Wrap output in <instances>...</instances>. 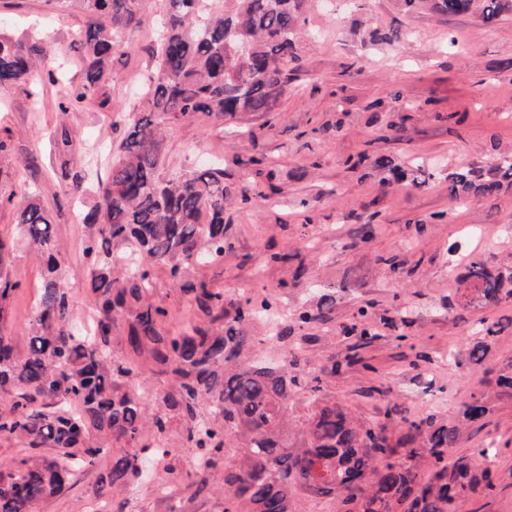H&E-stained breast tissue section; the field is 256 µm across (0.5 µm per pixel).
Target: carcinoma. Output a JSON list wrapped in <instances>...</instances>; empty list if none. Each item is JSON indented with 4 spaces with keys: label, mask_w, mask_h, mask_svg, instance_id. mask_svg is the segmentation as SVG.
Segmentation results:
<instances>
[{
    "label": "carcinoma",
    "mask_w": 512,
    "mask_h": 512,
    "mask_svg": "<svg viewBox=\"0 0 512 512\" xmlns=\"http://www.w3.org/2000/svg\"><path fill=\"white\" fill-rule=\"evenodd\" d=\"M58 8L79 7L85 27L78 33L83 83L66 91L59 109L67 112L88 103L104 109L110 100L103 88L112 79V60L127 30L138 28L146 0H48ZM168 0L160 18L157 65L140 96L139 111L127 116L128 132L112 161L98 201L84 217L90 228L83 254L89 262L90 294L98 316L90 336L71 320L68 294L59 284L60 246L52 234L49 211L40 199L23 196L17 228L43 260L41 294L29 320V353L17 358L9 337L0 332V438L22 442L34 453L5 469L0 467V512H33L44 499L66 490L77 469H90L112 456L97 492L117 496L142 476L144 461L155 454L145 444L167 431V416L151 413L130 388L138 369L112 358V326L127 322L125 347L148 356L171 385L156 397L184 423L186 448L213 468L224 455L230 434L246 452L224 467L223 512H294L302 491L337 502V512H454L456 504L478 490L494 489V448H475L470 456L448 461L460 425L433 416L394 421L386 401L384 421L364 424L336 406L317 405L318 374L301 372L308 359L292 354L295 375L255 364L241 368L253 355V337L244 325L272 309L265 299L241 305L224 290L187 280L191 266L224 256V202L232 188L224 170L213 165L169 178L162 171L165 133L174 125L202 116L232 120L240 112H270L293 80L288 71L299 61L296 41L309 0ZM409 11L426 8L441 16L473 15L486 24L512 14V0H400ZM43 43L0 29V94L21 88L35 94L41 81L38 61ZM497 151L486 166L468 165L448 175L454 201L470 195L491 199L512 186V150ZM373 165L393 180L418 183L421 167L406 173L387 157ZM88 174L61 165L67 190L83 191ZM130 244L139 266L112 270V246ZM169 269L173 283L203 319L188 326L165 327L167 308L149 300L152 265ZM465 279L473 293L465 305L486 307L501 296L512 297V273L504 275L487 260L474 258ZM20 282L0 275V313ZM332 301L319 298L317 311L298 313L300 323L329 319ZM234 315V324L224 319ZM481 341L470 353L483 359L487 342L497 336L482 324ZM305 385L315 405L301 448L288 446V389ZM490 412L484 396L474 394L463 419L476 421ZM396 425L397 438L389 426ZM123 449L111 454L112 447ZM57 448L61 458L35 453ZM426 460L431 477L419 476Z\"/></svg>",
    "instance_id": "obj_1"
}]
</instances>
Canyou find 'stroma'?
<instances>
[{
	"label": "stroma",
	"instance_id": "stroma-1",
	"mask_svg": "<svg viewBox=\"0 0 512 512\" xmlns=\"http://www.w3.org/2000/svg\"><path fill=\"white\" fill-rule=\"evenodd\" d=\"M166 8V0H148L147 22L126 34L106 89L109 108L90 103L64 113L59 102L83 77L76 40L83 14L57 10L47 0H0V26L46 39L40 71L60 75L58 82L42 81L36 96L0 95V138L8 143L0 152V236L11 243L6 270L21 283L0 315V330L11 337L16 356L28 349L42 269L15 230L18 206L7 197L33 192L49 210L73 322L90 327L96 310L80 215L97 194L88 188L71 195L62 187L56 134L64 127L77 140L78 170L108 178L126 117L137 111V94L154 71L156 23ZM302 29V68L273 112L245 113L224 124L188 120L166 136L167 174L185 173L207 157L223 164L226 185L251 188L249 200L235 195L224 204L223 257L193 266L189 276L241 301L276 291L292 313L332 295L328 322L292 327L281 342L269 338L261 321H251L257 359L279 367L291 346L315 366L340 359L341 368L323 376L320 402L369 421L382 419L388 397L410 417L462 423L449 458L494 446L500 475L493 492L466 499L465 512H512V390L497 384L512 375V299L465 306L462 279L476 254L512 268V186L491 202L448 197L450 170L489 164L492 143L512 148V15L487 25L469 15L409 13L397 0H314ZM326 124L340 125V133L322 135ZM378 156L404 169L422 166L430 178L418 187L382 189L370 165ZM253 157L260 166L250 165ZM367 222L374 234L364 241L357 228ZM362 309L377 336L361 348L349 329ZM483 320L497 323L500 333L475 365L469 352ZM353 349L359 362L344 365ZM480 393L489 413L463 422L471 395ZM165 442L167 455L153 456L147 477L119 496L123 512H222L217 487L225 465L242 453L239 442L227 438L223 462L191 499L177 493L195 479L178 416H170ZM99 474L96 468L74 472L69 489L39 503L36 512H88ZM164 475L176 491L160 497L153 483Z\"/></svg>",
	"mask_w": 512,
	"mask_h": 512
}]
</instances>
